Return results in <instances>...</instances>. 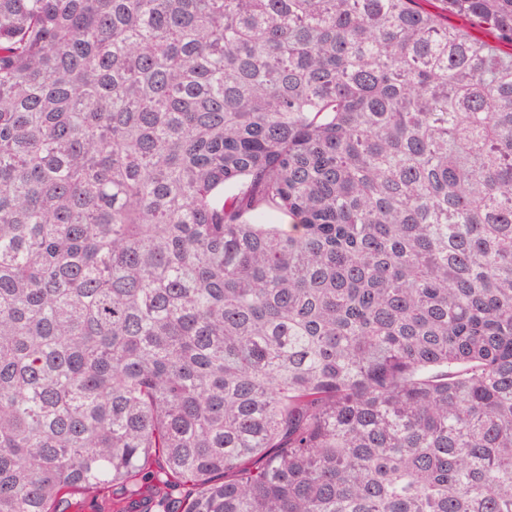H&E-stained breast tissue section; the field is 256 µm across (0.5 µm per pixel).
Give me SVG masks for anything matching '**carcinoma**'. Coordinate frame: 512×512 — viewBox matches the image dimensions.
Wrapping results in <instances>:
<instances>
[{
	"mask_svg": "<svg viewBox=\"0 0 512 512\" xmlns=\"http://www.w3.org/2000/svg\"><path fill=\"white\" fill-rule=\"evenodd\" d=\"M158 471L512 512V0H0V512Z\"/></svg>",
	"mask_w": 512,
	"mask_h": 512,
	"instance_id": "1",
	"label": "carcinoma"
}]
</instances>
